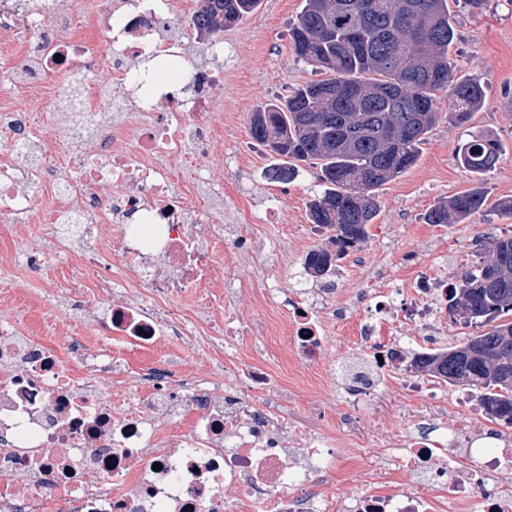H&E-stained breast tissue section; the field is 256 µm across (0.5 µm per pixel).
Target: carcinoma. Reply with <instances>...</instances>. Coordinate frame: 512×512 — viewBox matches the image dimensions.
Wrapping results in <instances>:
<instances>
[{
  "label": "carcinoma",
  "mask_w": 512,
  "mask_h": 512,
  "mask_svg": "<svg viewBox=\"0 0 512 512\" xmlns=\"http://www.w3.org/2000/svg\"><path fill=\"white\" fill-rule=\"evenodd\" d=\"M261 0H200L193 29L215 36L260 6ZM299 60L324 78L249 115L253 139L286 162L317 161L323 192L308 205L312 223L334 231L331 248L305 260L323 277L335 261L366 240L378 212L373 191L414 166L419 145L439 120L436 93L448 92L450 117L466 126L484 104L477 78L459 79L448 58L455 39L448 0H305L291 28ZM458 145L456 159L473 185L438 203L429 224H455L483 210V177L502 147L477 132ZM490 258L465 272L448 292V311L487 331L447 351L413 360L451 385L482 390L489 419L512 427V237L496 238Z\"/></svg>",
  "instance_id": "carcinoma-1"
}]
</instances>
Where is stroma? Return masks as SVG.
<instances>
[{
  "instance_id": "1",
  "label": "stroma",
  "mask_w": 512,
  "mask_h": 512,
  "mask_svg": "<svg viewBox=\"0 0 512 512\" xmlns=\"http://www.w3.org/2000/svg\"><path fill=\"white\" fill-rule=\"evenodd\" d=\"M302 6V0H263L257 11L225 29L223 39L235 47L234 57L213 56L207 51L208 41L196 43L205 66L224 74V83L213 97V134L200 161L213 188L224 192V223H235L242 199L256 216L251 233L258 245L252 252L236 256V271L244 277L270 271L284 288L301 269L300 242L309 239L323 245L328 241V232L316 236L310 233L308 203L319 190L318 170L303 162L293 180L269 179L267 171L274 158L267 146L252 138L249 114L318 78L311 66L296 57L288 32ZM448 6L456 24L449 58L459 76L480 78L485 104L464 129L448 116L447 92L437 93L436 107L441 117L421 144L416 165L377 189L379 209L368 227V237L359 254L345 256L335 273L342 297L363 288L368 275L380 274L382 287L392 288L432 263L444 266L451 280H458L487 259L488 242L512 236V214L495 207L499 199H512V0H484L478 10L466 0H448ZM39 35V29H25L0 46V108L29 110L56 97L52 88L31 92L8 82L24 43ZM68 123V112L52 113L43 125V144L61 175L73 178L78 171L68 164ZM470 129L493 134L503 146L495 169L485 177L487 205L457 224L426 223L425 215L433 205L472 185L471 175L455 157L458 143L466 140ZM30 193L34 211L17 222L11 250H0V314L19 317L36 333L45 332L48 323L56 321L68 332L95 343L99 333L91 307H84L72 317L64 315L57 271L50 267L35 270L14 260V249L42 242V216L53 203L45 186L33 185ZM334 389L331 382L314 384L306 401L320 408L325 435L339 439L343 432L337 419L344 405L334 396ZM447 392L460 399L452 420L481 437L485 447H498L502 436L512 439V428L496 425L479 411L477 389L451 385ZM363 427V444L352 442L339 448L334 481L337 494H356L363 485L356 463L359 447H383L393 433L387 413L380 410L366 411Z\"/></svg>"
}]
</instances>
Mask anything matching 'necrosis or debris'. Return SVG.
<instances>
[{
	"label": "necrosis or debris",
	"instance_id": "obj_1",
	"mask_svg": "<svg viewBox=\"0 0 512 512\" xmlns=\"http://www.w3.org/2000/svg\"><path fill=\"white\" fill-rule=\"evenodd\" d=\"M170 0H94L91 23L58 0H0V32L54 26L26 43L14 84L43 88L54 79L80 84L70 101L71 141L83 153V174L60 177L41 146L32 113L0 111V245L29 215L27 187L49 181L61 206L44 228L54 246L27 252L30 262L91 280L100 301L103 335L139 351L160 340L206 341L219 355L223 381L161 364L138 374L145 394L112 402L115 364L109 346L85 352L78 339L34 335L0 316V512H512V488L496 481L512 464V443L491 459L474 448L467 429L449 427L448 394L407 370L395 318L440 335L448 309L447 277L419 272L414 285L391 290L368 282L347 303L318 307L307 290L288 304L289 347L297 361L329 377L325 317L358 313L357 344L380 354L342 379L346 409L339 424L361 440V414L386 400L387 373L407 372L405 389L434 423L389 438L370 454L367 488L352 497L329 494L336 450L319 423L288 411L299 391L261 362H245V337L273 329L236 323L224 307L252 293L271 305L282 294L275 279L240 277L220 251L252 250L240 226L217 223L222 193L200 200L174 195L172 166L207 178L200 149L211 136L209 103L217 86L194 45L170 17ZM148 58L154 65L135 67ZM121 96H113V86ZM133 131L135 148L120 141ZM113 184L117 193L103 196ZM207 224L209 238L197 227ZM195 297L190 309L174 296ZM407 478L406 487H394Z\"/></svg>",
	"mask_w": 512,
	"mask_h": 512
}]
</instances>
